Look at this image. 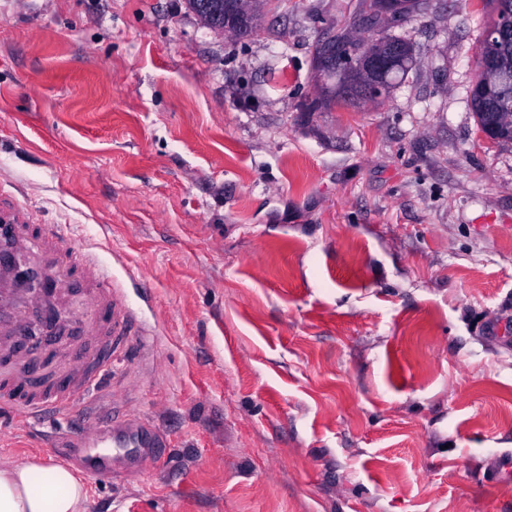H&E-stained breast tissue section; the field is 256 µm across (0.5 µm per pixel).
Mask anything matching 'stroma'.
Masks as SVG:
<instances>
[{"label":"stroma","mask_w":512,"mask_h":512,"mask_svg":"<svg viewBox=\"0 0 512 512\" xmlns=\"http://www.w3.org/2000/svg\"><path fill=\"white\" fill-rule=\"evenodd\" d=\"M362 0H268L248 39L186 0H0V207L118 278L133 337L0 464H84L89 415L155 460L82 512H512V144L469 97L486 0H422L390 95H324Z\"/></svg>","instance_id":"1"}]
</instances>
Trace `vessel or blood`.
<instances>
[{"label": "vessel or blood", "mask_w": 512, "mask_h": 512, "mask_svg": "<svg viewBox=\"0 0 512 512\" xmlns=\"http://www.w3.org/2000/svg\"><path fill=\"white\" fill-rule=\"evenodd\" d=\"M32 250L38 268L50 270L52 280L42 294L18 288L11 271L14 255ZM80 278L89 313L83 343L66 357L61 372L48 378L18 349L28 325L46 315L68 279ZM136 319L124 288L108 266L88 251L69 249L55 224L16 220L0 235V356L12 362L0 371V407L49 422L83 400L112 371V356L132 335ZM96 436L79 447L91 476L110 473L113 465L134 466L156 458L164 446L146 423L111 417L96 426Z\"/></svg>", "instance_id": "vessel-or-blood-1"}]
</instances>
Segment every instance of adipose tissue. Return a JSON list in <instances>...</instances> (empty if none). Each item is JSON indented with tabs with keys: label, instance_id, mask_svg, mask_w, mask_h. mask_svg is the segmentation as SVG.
<instances>
[{
	"label": "adipose tissue",
	"instance_id": "adipose-tissue-1",
	"mask_svg": "<svg viewBox=\"0 0 512 512\" xmlns=\"http://www.w3.org/2000/svg\"><path fill=\"white\" fill-rule=\"evenodd\" d=\"M86 483L69 465L37 458L0 467V512H81Z\"/></svg>",
	"mask_w": 512,
	"mask_h": 512
}]
</instances>
